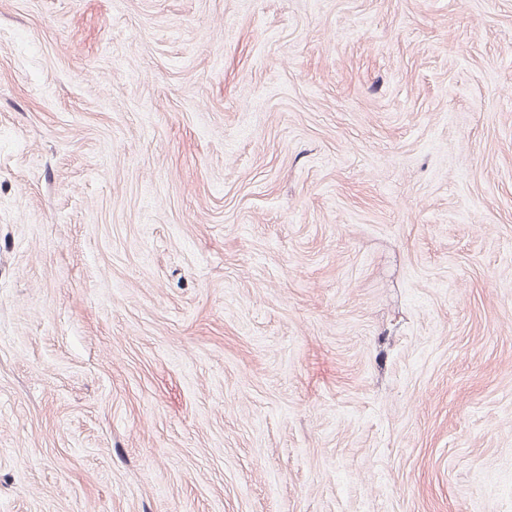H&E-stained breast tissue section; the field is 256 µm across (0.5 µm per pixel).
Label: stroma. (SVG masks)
Here are the masks:
<instances>
[{"label":"stroma","instance_id":"obj_1","mask_svg":"<svg viewBox=\"0 0 512 512\" xmlns=\"http://www.w3.org/2000/svg\"><path fill=\"white\" fill-rule=\"evenodd\" d=\"M0 512H512V0H0Z\"/></svg>","mask_w":512,"mask_h":512}]
</instances>
